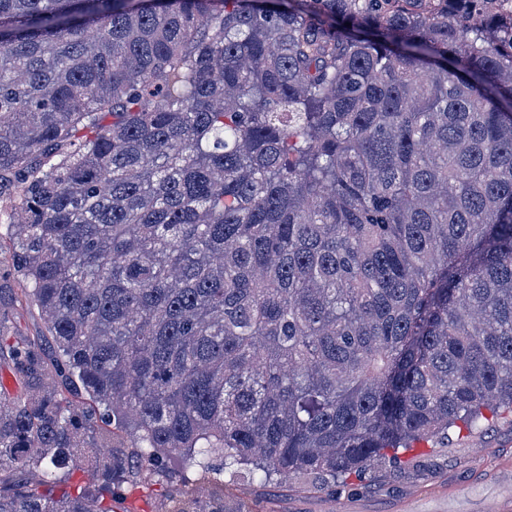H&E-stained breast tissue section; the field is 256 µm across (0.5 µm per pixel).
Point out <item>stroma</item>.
<instances>
[{
  "label": "stroma",
  "mask_w": 512,
  "mask_h": 512,
  "mask_svg": "<svg viewBox=\"0 0 512 512\" xmlns=\"http://www.w3.org/2000/svg\"><path fill=\"white\" fill-rule=\"evenodd\" d=\"M11 210L0 208V308L7 313V337L43 343L45 322L37 306L26 303L25 280L11 266L8 246ZM512 468V420L494 419L475 430L450 429L444 444H427L399 462L384 460L348 484L317 491L309 481L290 478L278 484L251 480L246 469L225 470L220 478L234 497L274 501L276 512H334L336 502L355 504L359 512H393L406 502L409 512H489L493 498L506 493L498 481ZM166 483H130L112 512H167Z\"/></svg>",
  "instance_id": "stroma-1"
}]
</instances>
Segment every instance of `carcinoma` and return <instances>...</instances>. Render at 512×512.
Listing matches in <instances>:
<instances>
[{"label": "carcinoma", "mask_w": 512, "mask_h": 512, "mask_svg": "<svg viewBox=\"0 0 512 512\" xmlns=\"http://www.w3.org/2000/svg\"><path fill=\"white\" fill-rule=\"evenodd\" d=\"M501 4L0 0V201L55 352L0 339L32 474L0 512H112L174 457L322 489L512 412ZM82 457L103 493L54 495Z\"/></svg>", "instance_id": "cac0c4a2"}]
</instances>
